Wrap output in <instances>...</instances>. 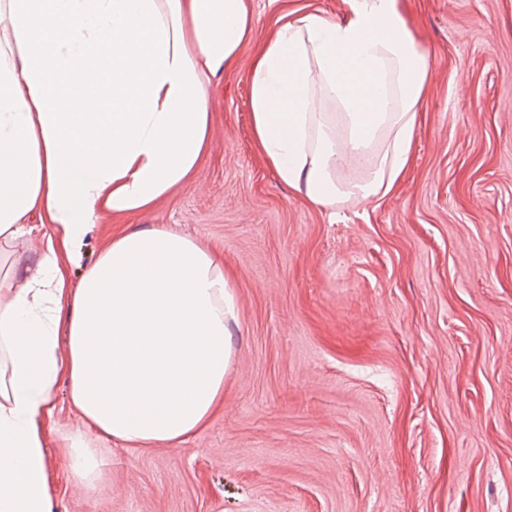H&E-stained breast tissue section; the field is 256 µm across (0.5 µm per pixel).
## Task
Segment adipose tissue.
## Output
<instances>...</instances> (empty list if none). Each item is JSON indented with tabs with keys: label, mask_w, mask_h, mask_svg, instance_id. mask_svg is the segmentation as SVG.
Returning a JSON list of instances; mask_svg holds the SVG:
<instances>
[{
	"label": "adipose tissue",
	"mask_w": 512,
	"mask_h": 512,
	"mask_svg": "<svg viewBox=\"0 0 512 512\" xmlns=\"http://www.w3.org/2000/svg\"><path fill=\"white\" fill-rule=\"evenodd\" d=\"M347 3L339 21L280 17L248 73L257 149L323 209L393 188L430 73L396 0ZM253 30L247 0H0V243L46 232L0 275V512H55L44 433L59 375L83 425L61 453L87 484L89 436L178 445L221 406L236 318L221 258L174 227H132L72 289L59 255L80 262L99 225L188 181L209 143L210 78ZM345 162L367 178L340 181Z\"/></svg>",
	"instance_id": "ef3b65f1"
}]
</instances>
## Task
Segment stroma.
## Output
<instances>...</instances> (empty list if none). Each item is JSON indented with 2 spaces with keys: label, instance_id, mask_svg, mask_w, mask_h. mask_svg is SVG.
Returning <instances> with one entry per match:
<instances>
[{
  "label": "stroma",
  "instance_id": "35a3bbf8",
  "mask_svg": "<svg viewBox=\"0 0 512 512\" xmlns=\"http://www.w3.org/2000/svg\"><path fill=\"white\" fill-rule=\"evenodd\" d=\"M212 79L207 153L132 226L177 225L224 259L238 318L224 403L178 446L92 440V486L58 449L81 421L59 377L45 436L56 512H512V0H398L431 70L409 164L382 198L308 205L257 152L248 71L288 12Z\"/></svg>",
  "mask_w": 512,
  "mask_h": 512
}]
</instances>
